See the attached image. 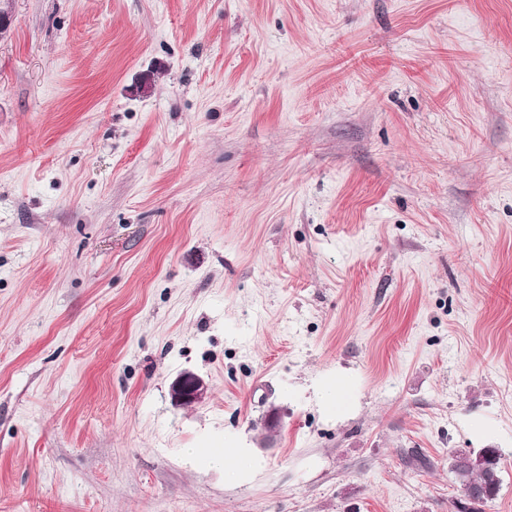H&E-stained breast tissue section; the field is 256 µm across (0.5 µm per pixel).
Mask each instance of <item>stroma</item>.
<instances>
[{
    "mask_svg": "<svg viewBox=\"0 0 512 512\" xmlns=\"http://www.w3.org/2000/svg\"><path fill=\"white\" fill-rule=\"evenodd\" d=\"M479 448L512 512V0H14L0 512H454ZM208 385L203 378L191 371L178 374L169 386V396L173 406L187 408L203 401ZM322 397L330 406H336V412L342 411L348 401V381L345 378L330 382L322 389ZM207 463L217 470L228 471L232 465L235 476L257 465V462L248 455L243 454L239 448H222L221 451H212L207 456Z\"/></svg>",
    "mask_w": 512,
    "mask_h": 512,
    "instance_id": "obj_1",
    "label": "stroma"
}]
</instances>
